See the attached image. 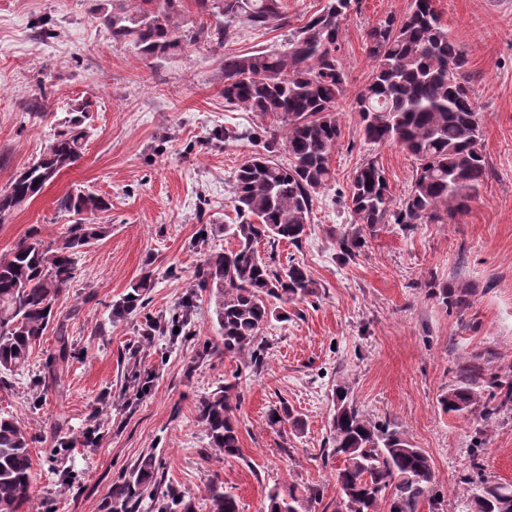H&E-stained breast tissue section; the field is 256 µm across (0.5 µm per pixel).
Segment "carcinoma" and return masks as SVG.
<instances>
[{
    "label": "carcinoma",
    "instance_id": "carcinoma-1",
    "mask_svg": "<svg viewBox=\"0 0 512 512\" xmlns=\"http://www.w3.org/2000/svg\"><path fill=\"white\" fill-rule=\"evenodd\" d=\"M99 6L102 23L115 41H128L145 58H163L201 40L219 49L241 28L288 26L281 0H194L205 16L194 29L184 28L183 0H109ZM355 0H329L328 6L288 34L281 48L224 54V100L248 112L270 116L277 125L259 131H224V139H256L262 150L235 171L231 202L235 223L224 225L234 246L209 254L202 281L209 286L224 354L249 355L259 367L266 347L261 334L271 320H288V304L315 294L316 283L298 262L276 267L275 249L297 244L306 235L315 196L332 182L331 155L341 136L336 107L345 96L347 76L339 61L341 35ZM364 49L373 61L371 78L355 99L365 142L396 145L418 166L407 197L393 203L385 171L368 160L351 174L345 207L353 221L374 232L381 224H449L465 213L489 176L482 149V124L466 73V56L442 26L435 0H412L400 19L386 18L370 27ZM42 156L0 191V224L29 204L46 183L81 156L87 131L86 106L76 108ZM286 153L287 162L278 160ZM60 210L74 217L60 240H45L32 229L0 257V374L28 366L34 347L56 317L54 306L74 278L83 248L105 233L86 215L108 209L92 193L70 192ZM270 247L268 255L258 250ZM340 258L362 247L358 232L336 239ZM446 306L463 308L467 291L441 288ZM461 382L441 399L448 413L479 411L484 421L512 407V380L485 378L472 364L460 370ZM491 388L482 398L483 387ZM238 383L201 398L197 419L208 445L222 462L239 457L240 429L235 410ZM350 387L336 385L327 455L339 460L334 512H418L436 496L430 456L398 426L370 420L349 397ZM267 426L278 433L299 426L282 403L267 412ZM27 426L0 413V512H22L33 481ZM156 463L143 456L130 479L112 489V497L132 509L153 483ZM210 512H241L237 496L219 481L206 489ZM320 493L314 487L286 485L271 489L265 512H312ZM470 512H512V484L480 481L469 497ZM157 512H192L191 504L168 491L157 497Z\"/></svg>",
    "mask_w": 512,
    "mask_h": 512
}]
</instances>
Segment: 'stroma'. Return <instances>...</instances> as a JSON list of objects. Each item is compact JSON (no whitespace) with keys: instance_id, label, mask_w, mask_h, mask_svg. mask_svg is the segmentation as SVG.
<instances>
[{"instance_id":"1","label":"stroma","mask_w":512,"mask_h":512,"mask_svg":"<svg viewBox=\"0 0 512 512\" xmlns=\"http://www.w3.org/2000/svg\"><path fill=\"white\" fill-rule=\"evenodd\" d=\"M100 0H0V191L31 165L71 109L87 101L80 159L0 224V256L31 227L46 240L71 217L66 193L111 204L93 214L105 234L80 254L57 302L53 326L28 366L0 379V413L26 424L35 512H113L112 488L146 454L156 458L159 490L192 499L213 480L231 487L241 512H261L285 483L314 486L321 512L336 500L337 462L325 450L339 381L357 407L391 422L432 459L445 512H467L474 483H512V413L483 421L446 413L441 398L459 370L476 364L512 379V0H436L441 23L467 58L482 117L490 175L469 211L448 224H383L342 262L339 228L351 217L342 194L356 167L376 159L394 200L407 196L416 159L394 145L363 141L355 98L371 78L364 33L403 17L411 0H357L342 30L339 60L348 90L337 109L342 135L333 180L312 206L300 245L283 242L276 260L302 263L317 284L271 321L260 369L224 353L209 290L198 278L207 254L232 248L220 227L233 223V175L254 151L220 132L272 125L227 105L221 51L198 43L171 57L143 58L113 41ZM49 107L45 120L30 105ZM151 275L129 311V286ZM469 287L471 305L448 310L435 289ZM187 312L189 333L166 331ZM237 381L241 455L215 462L197 421L199 400ZM287 403L300 429L274 432L270 406Z\"/></svg>"}]
</instances>
